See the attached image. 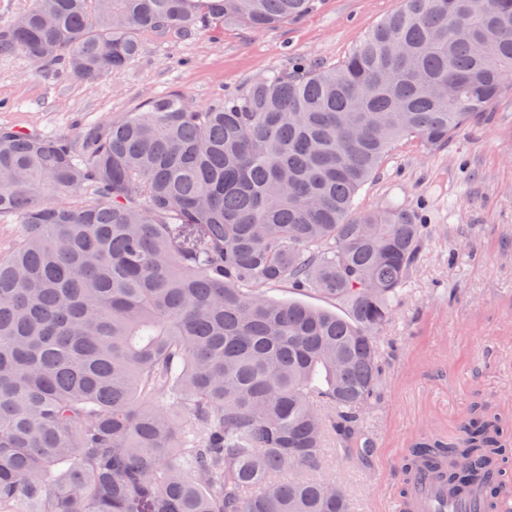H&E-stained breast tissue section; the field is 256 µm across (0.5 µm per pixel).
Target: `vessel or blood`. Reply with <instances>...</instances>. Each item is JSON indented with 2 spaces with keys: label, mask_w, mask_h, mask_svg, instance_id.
Here are the masks:
<instances>
[{
  "label": "vessel or blood",
  "mask_w": 512,
  "mask_h": 512,
  "mask_svg": "<svg viewBox=\"0 0 512 512\" xmlns=\"http://www.w3.org/2000/svg\"><path fill=\"white\" fill-rule=\"evenodd\" d=\"M489 501L496 512H512V485H502L492 501L480 483L457 493L449 489L447 477L422 459L411 470L404 492L394 497L391 512H484Z\"/></svg>",
  "instance_id": "obj_1"
}]
</instances>
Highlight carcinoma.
<instances>
[{
	"label": "carcinoma",
	"mask_w": 512,
	"mask_h": 512,
	"mask_svg": "<svg viewBox=\"0 0 512 512\" xmlns=\"http://www.w3.org/2000/svg\"><path fill=\"white\" fill-rule=\"evenodd\" d=\"M402 0L348 57L294 64L200 112L159 94L71 143L0 128V512H351L326 443L367 453L379 333L427 228L355 198L396 141L430 150L512 77V0ZM313 0H34L0 25L92 83L138 33L263 30ZM95 200L75 207L71 194ZM311 289L339 314L273 301ZM512 433L474 404L421 452L484 477ZM266 295L273 300L285 301V300H302L310 305L316 307H328L336 309V311L342 313L343 310L338 305H335L331 301L323 298L317 293H298L289 288L285 287H267L265 289ZM336 306V307H335Z\"/></svg>",
	"instance_id": "cac0c4a2"
}]
</instances>
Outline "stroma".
Listing matches in <instances>:
<instances>
[{
    "mask_svg": "<svg viewBox=\"0 0 512 512\" xmlns=\"http://www.w3.org/2000/svg\"><path fill=\"white\" fill-rule=\"evenodd\" d=\"M399 0H317L304 16L255 31L227 22L191 36L141 32L140 55L88 84L24 54L0 58V127L78 141L156 94L200 111L288 68L339 63ZM363 209L417 212L428 234L380 335L382 396L361 419L367 458L327 452L352 512H391L402 466L422 435L455 437L474 402L512 416V79L492 112L447 148L399 141L362 188Z\"/></svg>",
    "mask_w": 512,
    "mask_h": 512,
    "instance_id": "35a3bbf8",
    "label": "stroma"
}]
</instances>
